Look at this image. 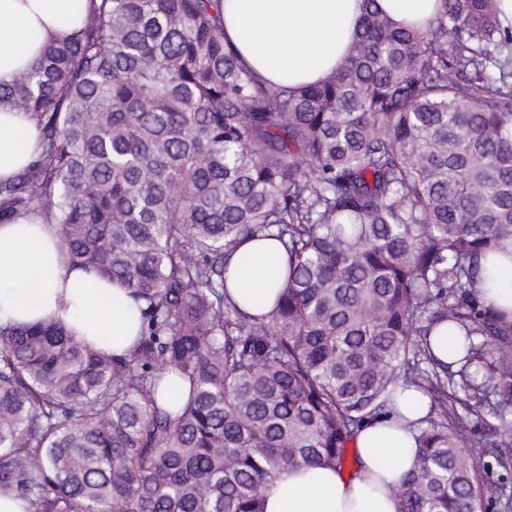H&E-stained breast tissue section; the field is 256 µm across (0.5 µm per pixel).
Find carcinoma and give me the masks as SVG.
<instances>
[{
  "instance_id": "cac0c4a2",
  "label": "carcinoma",
  "mask_w": 512,
  "mask_h": 512,
  "mask_svg": "<svg viewBox=\"0 0 512 512\" xmlns=\"http://www.w3.org/2000/svg\"><path fill=\"white\" fill-rule=\"evenodd\" d=\"M375 2L319 85L242 62L224 0H75L81 27L0 86L43 139L0 224L58 225L144 303L124 357L0 326V488L29 512H264L282 470L342 471L400 387L429 397L400 512L506 498L460 449L512 443V324L482 301L512 241V25L439 0L420 32ZM256 236L288 258L261 316L226 297ZM443 322L454 365L430 350Z\"/></svg>"
}]
</instances>
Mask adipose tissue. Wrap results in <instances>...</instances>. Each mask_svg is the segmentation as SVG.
<instances>
[{
	"label": "adipose tissue",
	"instance_id": "adipose-tissue-1",
	"mask_svg": "<svg viewBox=\"0 0 512 512\" xmlns=\"http://www.w3.org/2000/svg\"><path fill=\"white\" fill-rule=\"evenodd\" d=\"M363 0H224V39L266 80L292 86L328 78L355 38ZM80 27L70 0H0V84L39 56L43 44ZM41 133L28 117L0 106V180H8L41 152ZM250 271L230 268L227 289L249 314L271 310L268 283L282 264L277 241L242 246ZM141 305L121 282L91 267L71 266L54 224L34 215L0 224V325L54 323L77 340L125 354L141 326ZM427 397L405 390L395 410L359 433L356 476L326 468L283 470L266 493L265 512H400L393 493L414 466L417 424Z\"/></svg>",
	"mask_w": 512,
	"mask_h": 512
}]
</instances>
